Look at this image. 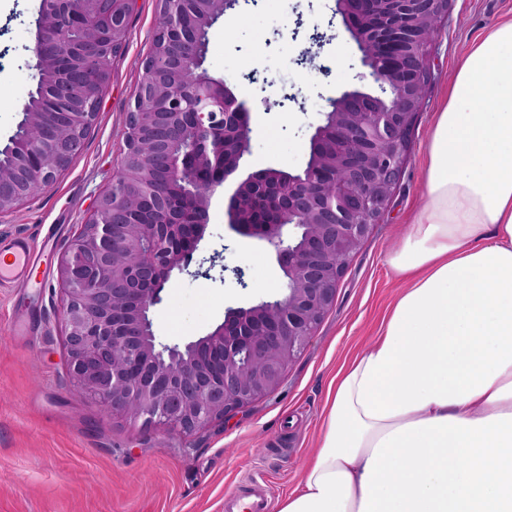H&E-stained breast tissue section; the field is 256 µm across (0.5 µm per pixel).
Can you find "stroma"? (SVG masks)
Segmentation results:
<instances>
[{
    "instance_id": "35a3bbf8",
    "label": "stroma",
    "mask_w": 512,
    "mask_h": 512,
    "mask_svg": "<svg viewBox=\"0 0 512 512\" xmlns=\"http://www.w3.org/2000/svg\"><path fill=\"white\" fill-rule=\"evenodd\" d=\"M335 7V0H266L258 12L230 10L210 27L203 66L250 110L251 153L240 175L305 168L329 98L359 86L363 67L354 40L345 42L346 72L324 71L344 29L331 19ZM39 8L40 0H0V148L38 82L26 47L35 40ZM158 9V0H136L83 151L42 194L0 216V245L26 243L44 272L39 287L0 283V512H224L225 494L254 479L281 500L318 448L337 370L370 346L403 286L386 257L424 203L427 131L453 64L492 23L512 15V0H453L430 50L431 83L389 209L347 264L333 307L279 388L208 430L174 436L131 424L74 392L58 316L57 261L118 169L125 115ZM300 17L326 24L327 41L307 48L314 58L307 66L297 65L305 48L292 37ZM287 92L304 96V107H277ZM265 97L272 108L262 105ZM209 217L197 258L221 254L224 264L243 268L246 283L173 273L151 313L157 336L170 345L206 335L223 321L225 308L269 299L285 282L269 245L229 230L223 193L213 197Z\"/></svg>"
}]
</instances>
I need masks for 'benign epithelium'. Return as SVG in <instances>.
Instances as JSON below:
<instances>
[{"mask_svg": "<svg viewBox=\"0 0 512 512\" xmlns=\"http://www.w3.org/2000/svg\"><path fill=\"white\" fill-rule=\"evenodd\" d=\"M451 0H336V14L362 53L372 79L330 99L331 111L309 140V158L298 174L272 170L234 182L226 214L238 236L275 250L286 278L284 291L248 307H229L212 332L170 346L149 318L173 271H189L208 225L179 224L175 206L149 187L132 195L126 165L144 144L158 181L187 186L185 209L209 210L213 196L250 153V113L224 81L201 84L203 93L179 98L168 81L197 43L171 46L152 37L153 51L134 105L126 114L125 150L112 186L97 195L91 218L73 234L58 263L65 367L73 389L133 424L192 433L276 390L336 300L351 257L388 211L409 150L413 126L431 82L429 54ZM238 0H160L175 25L198 26L235 8ZM133 0H41L34 44L38 80H55L62 102L60 127L23 105V136L8 149L14 163L0 170V216L50 187L78 155L95 122L88 89L106 82L104 67L83 61L99 55L97 41L65 47L54 34L105 18L124 33ZM197 129L193 153L174 158L169 145L187 127ZM336 131V142L324 132ZM275 190L282 218L254 226V191ZM148 239L151 250L141 255ZM216 257L198 262L191 275L211 277Z\"/></svg>", "mask_w": 512, "mask_h": 512, "instance_id": "benign-epithelium-1", "label": "benign epithelium"}]
</instances>
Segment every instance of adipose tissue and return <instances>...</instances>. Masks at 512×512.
<instances>
[{"label":"adipose tissue","instance_id":"ef3b65f1","mask_svg":"<svg viewBox=\"0 0 512 512\" xmlns=\"http://www.w3.org/2000/svg\"><path fill=\"white\" fill-rule=\"evenodd\" d=\"M425 183L388 258L407 286L279 512H512V17L458 62Z\"/></svg>","mask_w":512,"mask_h":512}]
</instances>
